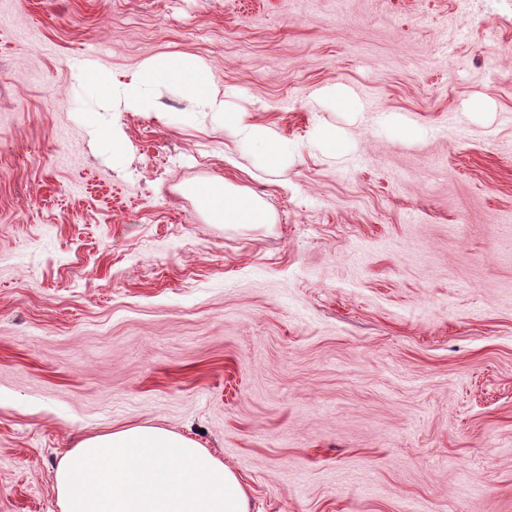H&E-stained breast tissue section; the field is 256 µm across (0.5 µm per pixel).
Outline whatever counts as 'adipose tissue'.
<instances>
[{
	"instance_id": "1",
	"label": "adipose tissue",
	"mask_w": 512,
	"mask_h": 512,
	"mask_svg": "<svg viewBox=\"0 0 512 512\" xmlns=\"http://www.w3.org/2000/svg\"><path fill=\"white\" fill-rule=\"evenodd\" d=\"M161 79L177 83L203 111L223 115L224 129L237 143L259 147L261 168L287 167V146L265 126L225 111L213 73L190 56L146 60L130 82L113 87V111H153L147 89ZM200 197L202 208L227 224L274 221L259 197L228 179ZM55 488L60 512H250L247 493L229 467L196 441L154 426L86 436L61 460Z\"/></svg>"
}]
</instances>
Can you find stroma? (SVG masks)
Returning a JSON list of instances; mask_svg holds the SVG:
<instances>
[{
	"instance_id": "1",
	"label": "stroma",
	"mask_w": 512,
	"mask_h": 512,
	"mask_svg": "<svg viewBox=\"0 0 512 512\" xmlns=\"http://www.w3.org/2000/svg\"><path fill=\"white\" fill-rule=\"evenodd\" d=\"M168 53L287 170L75 84ZM225 176L274 223L206 214ZM139 425L250 512H512V0H0V512Z\"/></svg>"
}]
</instances>
